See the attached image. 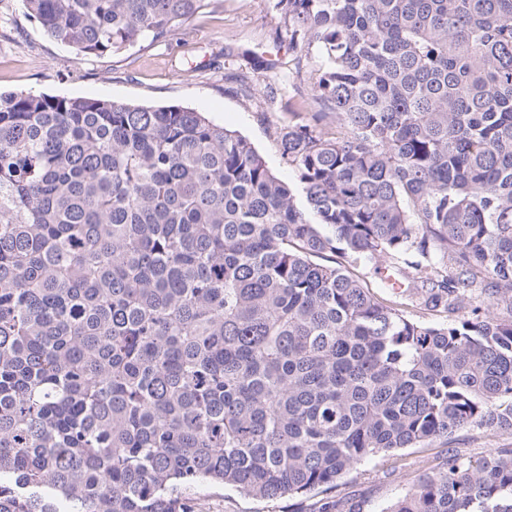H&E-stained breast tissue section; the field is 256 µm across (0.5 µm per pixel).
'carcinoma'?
I'll return each instance as SVG.
<instances>
[{
    "instance_id": "cac0c4a2",
    "label": "carcinoma",
    "mask_w": 512,
    "mask_h": 512,
    "mask_svg": "<svg viewBox=\"0 0 512 512\" xmlns=\"http://www.w3.org/2000/svg\"><path fill=\"white\" fill-rule=\"evenodd\" d=\"M109 57L219 0H23ZM314 113L252 142L177 104L0 95V512H191L330 489L472 423L512 434V0H276ZM453 267L448 274L444 269ZM383 512H512V448ZM374 262L361 260L360 262L353 263L349 267V271L360 278H362L370 291L381 301L388 302L394 300L400 303L404 314L410 318L418 321L428 323H442L447 321L446 313L439 311H430L423 305V300L420 295L413 293H404L397 299L392 297L391 294L385 289L381 288L380 281L374 274Z\"/></svg>"
}]
</instances>
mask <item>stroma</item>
Instances as JSON below:
<instances>
[{
	"label": "stroma",
	"mask_w": 512,
	"mask_h": 512,
	"mask_svg": "<svg viewBox=\"0 0 512 512\" xmlns=\"http://www.w3.org/2000/svg\"><path fill=\"white\" fill-rule=\"evenodd\" d=\"M185 26L186 34L168 42L141 43L99 59L47 38L22 0H0V92L189 107L246 136L278 177L294 182L279 157L275 131L296 116L311 120L312 88L279 45L275 0H220ZM228 47L279 57L277 77L285 93L276 106L265 103L264 74L239 56L225 60ZM506 445L512 446V435L472 424L446 442L380 454L350 470L328 495L338 500V512H385L449 451L476 461ZM188 496L194 512H310L315 501L311 495L256 498L218 484L191 489Z\"/></svg>",
	"instance_id": "stroma-1"
}]
</instances>
